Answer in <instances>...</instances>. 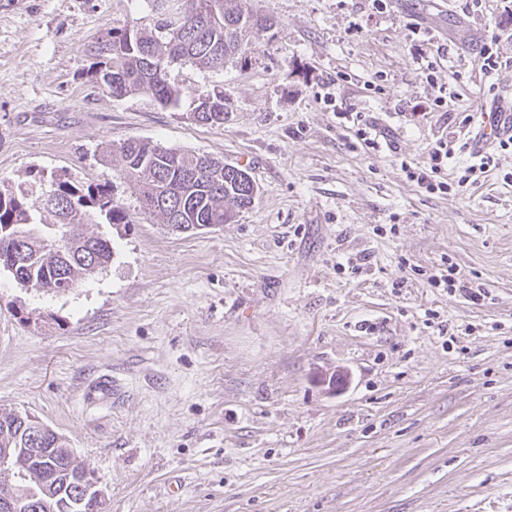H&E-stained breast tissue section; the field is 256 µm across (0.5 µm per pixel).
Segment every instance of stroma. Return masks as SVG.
<instances>
[{
    "label": "stroma",
    "instance_id": "obj_1",
    "mask_svg": "<svg viewBox=\"0 0 512 512\" xmlns=\"http://www.w3.org/2000/svg\"><path fill=\"white\" fill-rule=\"evenodd\" d=\"M251 6L272 27L223 70L172 65L163 107L94 78L108 28L162 22L151 0H0V184L35 212L40 181L105 185L130 215L84 226L112 260L69 292L0 270V412L65 437L108 512H512V149L446 194L400 170L492 98L460 42L496 35L512 72V5ZM213 89L220 126L193 118ZM130 139L247 168L259 192L232 223L168 230L101 156ZM447 262L488 299L431 287ZM361 112H338L336 113V118L344 119L347 122H352L355 127V137L358 142L362 141V143L368 148H372L376 150L378 148V142H376V133L373 136L374 129L372 128L374 125L370 123V121L366 118L365 115H362Z\"/></svg>",
    "mask_w": 512,
    "mask_h": 512
}]
</instances>
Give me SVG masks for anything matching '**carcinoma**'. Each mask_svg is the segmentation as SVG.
Segmentation results:
<instances>
[{
  "label": "carcinoma",
  "mask_w": 512,
  "mask_h": 512,
  "mask_svg": "<svg viewBox=\"0 0 512 512\" xmlns=\"http://www.w3.org/2000/svg\"><path fill=\"white\" fill-rule=\"evenodd\" d=\"M194 13L181 28L163 22L169 37L161 39L127 22L113 27L95 46L104 67L95 72L96 81L114 97L149 91L156 102L177 104L180 90L167 80L169 67L178 62L218 71L246 52L244 33L251 28L271 27L270 19L253 10L248 0H192ZM228 114L222 94H198L195 120L222 125ZM117 151L133 182L140 211L158 215L172 231L198 227H220L230 223L236 212L251 206L258 187L248 171L208 155L187 153L147 140H127ZM57 196L43 202L53 217L50 223L27 206L28 190H0V268L10 271L23 288L44 293L67 292L85 277L102 270L112 260V242L102 235L74 232L83 224L102 217L108 224H128L124 203L104 188H83L65 178H54ZM63 242L62 248L46 246ZM39 447L53 458L51 465L36 468L17 462L1 469L16 485L0 489V501L17 495L22 488L49 481L48 493L58 505L55 512H69L66 502L78 495L86 467L64 452L62 437L27 419L0 415V451L5 448Z\"/></svg>",
  "instance_id": "carcinoma-1"
}]
</instances>
